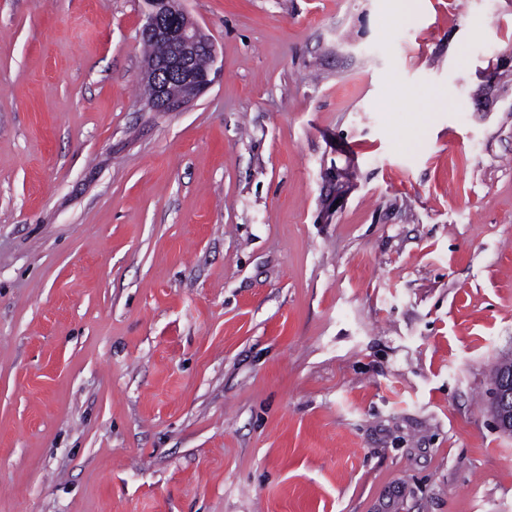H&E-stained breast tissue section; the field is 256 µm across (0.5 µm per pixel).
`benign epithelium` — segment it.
Wrapping results in <instances>:
<instances>
[{
	"label": "benign epithelium",
	"mask_w": 512,
	"mask_h": 512,
	"mask_svg": "<svg viewBox=\"0 0 512 512\" xmlns=\"http://www.w3.org/2000/svg\"><path fill=\"white\" fill-rule=\"evenodd\" d=\"M146 23L141 35L168 44L171 53L164 60L153 61L145 70L143 91L155 112H180L211 84V70L192 67L195 55L205 51L215 59V47L189 19L181 0H145ZM179 82L181 95L169 94L170 84Z\"/></svg>",
	"instance_id": "benign-epithelium-1"
}]
</instances>
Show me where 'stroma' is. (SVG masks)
Listing matches in <instances>:
<instances>
[{
    "label": "stroma",
    "mask_w": 512,
    "mask_h": 512,
    "mask_svg": "<svg viewBox=\"0 0 512 512\" xmlns=\"http://www.w3.org/2000/svg\"><path fill=\"white\" fill-rule=\"evenodd\" d=\"M0 0V512H512V0ZM144 2L147 13L141 35L158 40L142 37L143 45L149 51L147 63L153 61L144 73V95L155 112H179L211 84L215 47L189 19L180 0ZM159 41L170 46V54L168 46ZM202 49L208 56H197L194 65L198 70H204L199 72L192 67V63L195 55ZM164 57V60L156 61ZM175 81L179 82L182 90L178 84H171ZM169 88L171 95L178 96L180 92L181 95L176 98L171 96Z\"/></svg>",
    "instance_id": "obj_1"
}]
</instances>
